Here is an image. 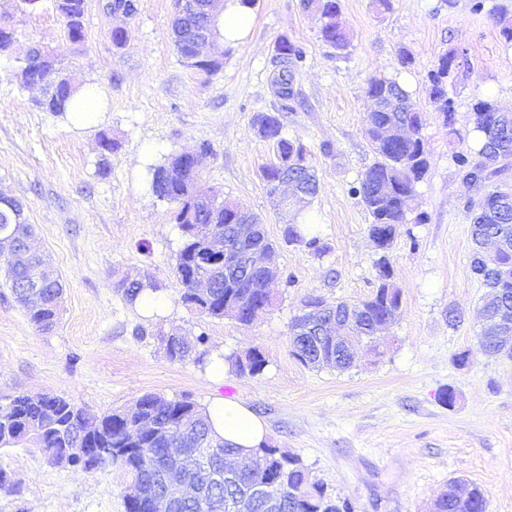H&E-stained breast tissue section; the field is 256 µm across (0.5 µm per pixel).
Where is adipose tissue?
Instances as JSON below:
<instances>
[{
  "label": "adipose tissue",
  "mask_w": 512,
  "mask_h": 512,
  "mask_svg": "<svg viewBox=\"0 0 512 512\" xmlns=\"http://www.w3.org/2000/svg\"><path fill=\"white\" fill-rule=\"evenodd\" d=\"M254 20L251 6L242 0H223L218 16V33L222 41L233 42L242 38ZM212 427L215 438L252 453L266 437L262 420L246 406L214 395L202 408Z\"/></svg>",
  "instance_id": "adipose-tissue-1"
}]
</instances>
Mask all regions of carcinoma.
I'll return each instance as SVG.
<instances>
[{
    "mask_svg": "<svg viewBox=\"0 0 512 512\" xmlns=\"http://www.w3.org/2000/svg\"><path fill=\"white\" fill-rule=\"evenodd\" d=\"M85 0H59L57 14L63 20L67 37L73 43L84 41ZM324 23L320 34L324 43L338 51H344L350 44L348 32L339 26L338 0L319 2ZM173 42L181 58L193 56L194 33L185 19L178 20L174 28ZM277 60L285 64L281 84L285 85L282 97L293 99V76L303 61L301 48L283 40L278 44ZM22 67L41 73L49 88L50 99L43 102L41 109L53 114L66 112L77 83L73 78L57 80L56 72L43 67L41 53H27L22 58ZM429 100L434 110L441 113L448 123V130L454 131L455 103L448 97L446 84L436 76L429 75ZM367 94L375 99L378 106L367 113L365 129L374 162L366 169L358 182L351 187L353 195L359 197L371 217L368 232L377 235L386 251H391L399 235L400 226L412 212L417 202L416 186L426 176L429 168L428 151L421 136L422 113L411 101L410 94L395 80L386 76L370 79ZM399 121L415 130V136L397 147H387L377 142L376 131L383 125ZM474 131L482 137L477 158L467 155L456 157L459 172L465 182L478 188L480 195L469 200L465 208L473 214L472 237L498 233L508 241L512 240V186L498 182V178L512 168V113L502 112L493 100L479 98L472 105ZM253 125L261 138L272 146L273 161L264 171L267 184H272L283 171L295 173L301 187L309 197L317 195L319 181L309 159L308 150L298 138H289L283 133V124L278 115L258 112ZM169 163L150 169V187L153 194L175 205L174 221L182 231L183 243L176 255L175 274L182 284L180 299L184 305L213 318L224 317V299L229 298L242 304L240 321L248 324L264 314L273 305L270 289L264 287L262 276L248 273L232 284L215 274L209 278L215 281L211 297L207 301L195 298L192 282V240L208 232L220 237H233L234 225L245 222L252 224L251 235L244 241L246 246L264 249L274 247L265 224L256 215L244 219L233 208V202L220 198V192L211 190L212 201L201 206L186 191L182 183L168 182L164 171ZM394 182L392 195L380 196L373 183L382 177ZM14 234L18 248L26 249L28 239L34 233L33 225L27 223L22 203L12 199L10 204H0V234ZM288 243L303 246L316 254L324 251L320 238L313 235L307 220L293 222L286 232ZM0 268L4 271L5 284L12 295L22 291L30 281L41 283L39 299L24 306L30 323L40 331L52 329L58 322L62 307V282L55 270L43 269L33 260L27 264H14L6 257H0ZM470 272L488 291L482 298V329L477 336L478 344L494 345L498 335L497 327L491 321L494 306L502 301L512 305V250L499 255L497 263L489 265L479 248L473 249ZM379 285L371 297L355 303L358 319L350 330L355 334H369L375 324L402 307L401 289L378 272ZM116 287L129 302H135L146 291H160L156 283H142L122 278ZM289 342L292 355L303 365L319 368L330 365L340 371L349 368L336 362V348L321 336H304L290 330ZM165 350L172 361L191 360L206 364L210 356L207 338L196 337L195 341L179 335L165 338ZM232 367L241 375L256 377L267 367V360L257 349L243 355L229 357ZM135 405L140 412L131 417L122 411L101 415L93 414L78 407L67 399L54 396L46 407L53 409L55 421L61 426L53 428L44 423L42 407L31 402L26 395H17L6 403H0V449L31 443L39 448H70L73 450L72 467L88 471L83 450L88 446L97 449L96 467L114 466L125 471L130 481L127 485L125 505L127 512H146L147 501L137 494V489L150 484L151 469L160 462L165 449L143 439L131 443L136 425L141 419H149L156 426L171 428L194 437L189 447L183 449L190 458L189 477L211 487L207 498L208 506L183 505L180 512H231L234 498L242 490L256 484H273L281 499L279 512H353L346 500H334L327 495L323 484L311 480L309 471L299 459L281 455L277 449L264 445L255 451L253 468L243 470L235 483L224 484L217 474L224 471V457L240 454V450L224 442L215 441L208 424L198 406L188 398L168 399L156 393L142 395ZM433 512H485L486 498L483 490L474 485L460 494L454 482L433 500Z\"/></svg>",
    "mask_w": 512,
    "mask_h": 512,
    "instance_id": "obj_1",
    "label": "carcinoma"
}]
</instances>
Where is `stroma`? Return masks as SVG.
<instances>
[{"instance_id": "obj_1", "label": "stroma", "mask_w": 512, "mask_h": 512, "mask_svg": "<svg viewBox=\"0 0 512 512\" xmlns=\"http://www.w3.org/2000/svg\"><path fill=\"white\" fill-rule=\"evenodd\" d=\"M19 4L0 0V17L10 16L17 32L12 50L0 53V193L24 202L64 297L59 322L41 332L0 286V398L57 395L100 414L146 393L186 395L201 406L230 388L233 401L265 422L267 444L299 458L355 512H430L452 480L478 485L486 512H512V360L477 345L485 288L470 275L464 204L478 191L454 161L476 150V99L512 111V48L499 24L500 16L512 19V0H485L479 13L471 0H392L386 12L374 0H340L351 39L341 52L323 42L318 16L301 0H255L249 34L224 44V64L210 75L187 67L175 50L173 0H139L129 19L87 0L80 45L68 39L52 0L26 12ZM116 27L127 31L120 46L110 36ZM284 39L305 55L291 105L272 82ZM31 43L49 49L77 82L101 87L106 109L91 129L76 131L42 111L38 91L21 86L16 57ZM403 49L413 57L406 67ZM453 49L465 52L466 63L447 87L456 109L450 130L430 106L428 74ZM380 73L407 82L425 115L430 162L410 233L390 254L402 311L379 334L378 350L355 347L349 370L312 369L289 345L303 300L356 302L378 285L370 217L350 188L374 161L366 89ZM258 112L278 113L286 135L310 152L320 190L303 210L323 254L284 241V217L263 175L272 151L252 125ZM104 135L117 150H102ZM202 140L211 148L204 181L257 214L277 244L275 306L249 325L181 303L174 268L181 231L172 205L150 188L152 166ZM123 275L160 284L167 309L149 315L127 302L115 286ZM174 327L191 339L207 336L214 354L258 349L268 365L254 378L227 371L216 384L207 368L166 356L160 336ZM448 388L456 393L451 405L441 399ZM0 469L19 486L0 491V512H126L127 478L118 468L74 471L28 445L0 449Z\"/></svg>"}]
</instances>
